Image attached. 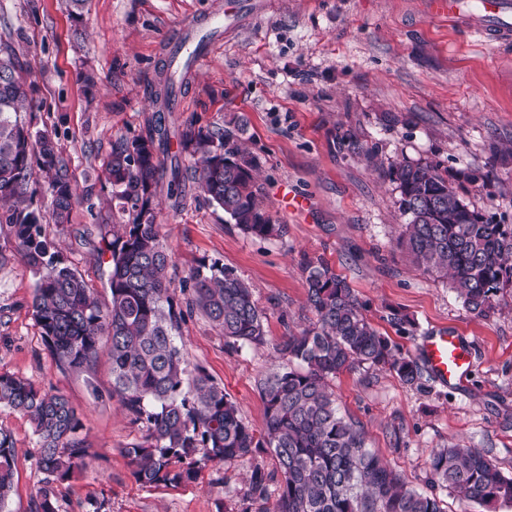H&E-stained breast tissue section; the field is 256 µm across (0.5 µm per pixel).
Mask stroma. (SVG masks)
<instances>
[{"instance_id":"1","label":"stroma","mask_w":512,"mask_h":512,"mask_svg":"<svg viewBox=\"0 0 512 512\" xmlns=\"http://www.w3.org/2000/svg\"><path fill=\"white\" fill-rule=\"evenodd\" d=\"M225 0H88L81 17L67 0H0V41L27 66L34 130L55 132L77 196L69 223H53L47 184L33 206L46 237L108 305L109 255L100 227L123 217L104 177L119 141L194 122L203 129L240 124L261 162V204L282 236L241 231L222 209L187 194L172 207L158 188L157 222L172 254L168 276L180 286L200 263L233 268L264 312L265 344L233 348L198 311L181 324L183 354L203 368L255 430L264 427L259 381L279 365L277 345L309 327L299 262L322 260L347 277L372 325L403 355L417 357L423 336L448 329L465 336L472 370L464 386L418 388L387 371L357 368L332 379L341 413L365 431L370 447L413 488L428 490L432 450L460 443L486 451L512 476V290L493 313H469L446 281L417 270L396 238L404 219L393 168L432 162L476 179L466 200L512 223V42L489 43L430 13L429 0H266L218 33L217 48L182 81L183 108L156 112L148 94L169 59L173 32L202 27ZM38 281L0 224V372L68 398L82 419L85 467L55 487L58 512H260L248 504L245 478L254 465L274 471L266 452L207 463L197 481L145 487L122 450L141 441L112 397V369L60 366L33 315ZM399 311L414 325L396 332ZM0 428L15 441L9 512H31L41 498L38 440L30 420L0 407Z\"/></svg>"}]
</instances>
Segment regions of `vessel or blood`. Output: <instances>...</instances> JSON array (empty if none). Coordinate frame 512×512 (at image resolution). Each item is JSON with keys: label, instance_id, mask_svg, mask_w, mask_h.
<instances>
[{"label": "vessel or blood", "instance_id": "1", "mask_svg": "<svg viewBox=\"0 0 512 512\" xmlns=\"http://www.w3.org/2000/svg\"><path fill=\"white\" fill-rule=\"evenodd\" d=\"M435 13L449 21L470 25L482 38L498 43L512 41V0H478L469 7L468 0H431ZM217 47L207 37H194L192 28H180L173 48L185 55L190 65L202 63ZM436 382L443 385L463 384L471 367L470 352L463 336L453 331L428 333L418 352Z\"/></svg>", "mask_w": 512, "mask_h": 512}]
</instances>
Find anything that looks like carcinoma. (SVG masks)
Segmentation results:
<instances>
[{
	"label": "carcinoma",
	"instance_id": "1",
	"mask_svg": "<svg viewBox=\"0 0 512 512\" xmlns=\"http://www.w3.org/2000/svg\"><path fill=\"white\" fill-rule=\"evenodd\" d=\"M11 46L0 42V223L9 226L18 252L40 274L32 307L42 336L61 366L91 368L99 353L112 364V396L144 423L143 441L124 449L133 475L145 487H179L197 480L201 461L231 462L263 448L281 480L272 512H447L439 492L469 506L491 509L512 503V476L484 451L460 444L434 449L428 465L431 489L409 487L368 446L365 432L340 414L330 381L361 365L385 369L403 383L423 384L424 368L395 352L389 339L366 319L347 278L328 265L302 258L300 271L312 326L283 337L277 347L286 365L260 382L265 426L256 432L237 405L203 370L190 374L179 346L185 313L200 310L232 343H265L264 313L252 288L235 270L213 263L193 271L186 307L171 293V263L157 224L162 180L161 146L176 138L193 159L196 198L224 210L234 224L260 238L279 237L284 227L260 206L258 158L224 127L169 133L159 126L147 137L112 148L106 179L127 220L100 231L98 253H110V304L103 308L83 278L43 231L40 213L27 204L35 171L45 175L51 216L69 223L75 195L55 133L32 132L20 121L27 91ZM169 109L174 79L151 91ZM398 209L406 217L397 243L415 267L449 283L476 316L494 312L498 297L512 288V224L497 222L463 197L466 175H448L431 162L398 164ZM184 176L177 155L169 167V197L182 198ZM106 342H101V339ZM0 406L31 421L39 443L37 466L45 475L35 512H57L53 484L84 466L83 423L62 395L0 372ZM204 450L203 460L195 459ZM16 448L0 429V512L13 489ZM274 474L259 464L248 477L247 500L265 504Z\"/></svg>",
	"mask_w": 512,
	"mask_h": 512
}]
</instances>
